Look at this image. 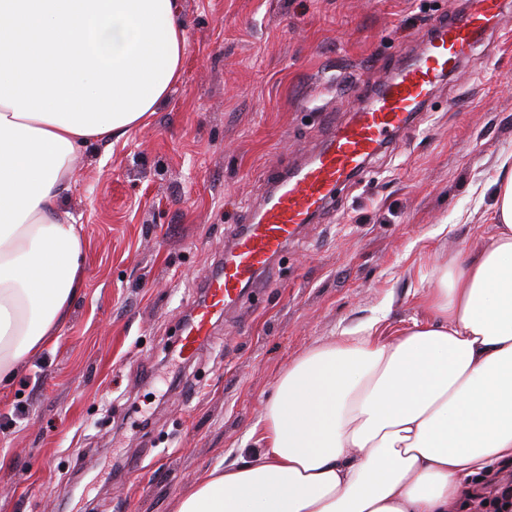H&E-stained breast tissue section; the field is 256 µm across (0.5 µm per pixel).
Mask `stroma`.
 Segmentation results:
<instances>
[{
  "instance_id": "stroma-1",
  "label": "stroma",
  "mask_w": 512,
  "mask_h": 512,
  "mask_svg": "<svg viewBox=\"0 0 512 512\" xmlns=\"http://www.w3.org/2000/svg\"><path fill=\"white\" fill-rule=\"evenodd\" d=\"M180 81L148 124L74 157L84 290L0 390V512H174L193 479L252 447L293 360L343 327L391 334L449 256L488 241L512 153V23L479 46L359 183L307 225L195 358L184 316L272 171L315 152L464 0H175Z\"/></svg>"
}]
</instances>
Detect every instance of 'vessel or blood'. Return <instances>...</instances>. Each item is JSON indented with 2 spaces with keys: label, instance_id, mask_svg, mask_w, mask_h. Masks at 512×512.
Returning <instances> with one entry per match:
<instances>
[{
  "label": "vessel or blood",
  "instance_id": "obj_1",
  "mask_svg": "<svg viewBox=\"0 0 512 512\" xmlns=\"http://www.w3.org/2000/svg\"><path fill=\"white\" fill-rule=\"evenodd\" d=\"M511 19L505 0H468L435 19L408 63L373 87L359 112L329 128L315 155L273 179L259 214L235 233L218 271L204 283V298L184 324V354L195 356L210 341L214 318L240 305L304 225L335 202L337 188L358 181L370 160L419 116L437 84Z\"/></svg>",
  "mask_w": 512,
  "mask_h": 512
}]
</instances>
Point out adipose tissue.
I'll use <instances>...</instances> for the list:
<instances>
[{
	"instance_id": "obj_1",
	"label": "adipose tissue",
	"mask_w": 512,
	"mask_h": 512,
	"mask_svg": "<svg viewBox=\"0 0 512 512\" xmlns=\"http://www.w3.org/2000/svg\"><path fill=\"white\" fill-rule=\"evenodd\" d=\"M175 0H0V384L66 322L84 282L61 201L92 140L144 124L181 74ZM488 244L436 266L426 316L376 321L295 359L253 447L200 474L175 512H468L512 466V154Z\"/></svg>"
}]
</instances>
